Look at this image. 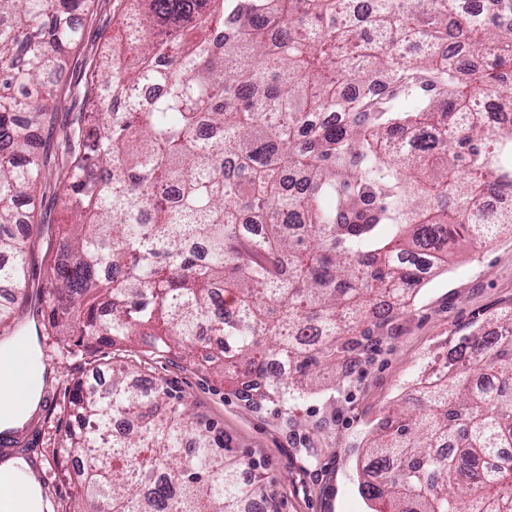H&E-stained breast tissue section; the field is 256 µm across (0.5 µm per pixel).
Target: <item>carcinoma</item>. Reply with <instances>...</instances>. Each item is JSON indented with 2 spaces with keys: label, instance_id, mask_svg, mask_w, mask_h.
<instances>
[{
  "label": "carcinoma",
  "instance_id": "obj_1",
  "mask_svg": "<svg viewBox=\"0 0 512 512\" xmlns=\"http://www.w3.org/2000/svg\"><path fill=\"white\" fill-rule=\"evenodd\" d=\"M82 2L0 0V326L27 298L52 147L71 221L45 240L44 328L84 349L147 337L284 413L318 399L320 367L389 329L390 304L408 306L458 236L486 244L512 227V211L484 210L512 195V127L472 110L478 89L512 104V0L459 21L441 0H127L95 67L92 125L56 145ZM158 27L180 36L158 42ZM148 84L162 93L144 103ZM164 186L173 201L154 197ZM505 320L461 337V363L380 423L367 456L397 465L361 483L372 512H512ZM277 357L286 372L268 370ZM109 369L107 389L78 382L68 397L57 452L88 460L73 512H269L264 473L171 383L143 391L128 366Z\"/></svg>",
  "mask_w": 512,
  "mask_h": 512
}]
</instances>
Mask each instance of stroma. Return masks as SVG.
Segmentation results:
<instances>
[{"instance_id": "obj_1", "label": "stroma", "mask_w": 512, "mask_h": 512, "mask_svg": "<svg viewBox=\"0 0 512 512\" xmlns=\"http://www.w3.org/2000/svg\"><path fill=\"white\" fill-rule=\"evenodd\" d=\"M125 0H84L82 38L68 53L59 78L58 132L68 131L91 111L87 97L91 71L101 50L118 29ZM66 219L63 187L55 166L40 180L36 220L42 230L56 231ZM48 260L43 243L28 256V301L18 320L26 328L41 324L49 299ZM512 310V228L492 243L458 242L448 254L446 272L432 276L414 302L399 309L380 345L349 364L345 376L319 375L320 388L335 387L333 406L320 433L307 431L299 417L274 415L271 407L253 408L240 401L222 376L202 372L178 356L145 348L99 346L75 355L55 353L47 362L53 380L43 389L36 415L21 436L16 453L33 464L41 491L57 512H69L77 493L74 472L55 448L65 431L63 412L69 390L88 379L94 369L125 362L150 379H164L179 388L199 413L215 421L242 451L261 462L274 476L268 493L275 512H369L359 492L365 438L392 408L408 402L412 377L444 363L455 342L477 329L497 328V319Z\"/></svg>"}]
</instances>
